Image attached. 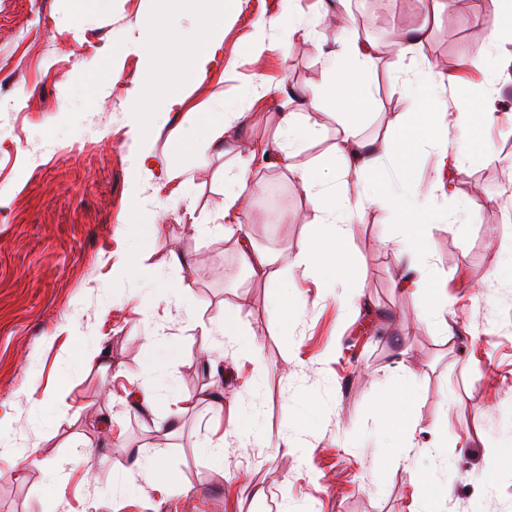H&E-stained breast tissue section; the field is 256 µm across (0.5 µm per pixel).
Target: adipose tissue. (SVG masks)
<instances>
[{
	"instance_id": "ef3b65f1",
	"label": "adipose tissue",
	"mask_w": 512,
	"mask_h": 512,
	"mask_svg": "<svg viewBox=\"0 0 512 512\" xmlns=\"http://www.w3.org/2000/svg\"><path fill=\"white\" fill-rule=\"evenodd\" d=\"M220 26V18L215 17L204 28L184 33L177 31L175 19L163 23V32L176 47L171 65L182 79L192 80L207 71L223 47ZM340 31V37L320 41L318 45L328 71L334 76L332 86L298 95L289 92L287 84L277 85L276 94L285 96L286 102L278 114L273 138L235 143L236 161L224 171L221 205L224 233L233 237L241 262L251 276L274 277L278 255L255 248L244 229L242 217L247 210L256 164L291 170L325 226V233L316 244L293 259L292 269L307 275L341 260L354 218L362 214L365 205L377 206L385 212L387 220L403 226L400 252L405 274L411 284L428 291L427 319L438 318L443 309L442 286L426 271L419 256L431 246L430 224L447 217L448 202L434 192L410 193L409 187L419 146L428 143L440 154L448 152L444 115L416 112L396 125L392 137L359 141L358 129L374 108L370 74L383 48L363 40L357 23L342 25ZM331 99L336 100L341 111L336 115L340 129L329 156L339 161L343 174L366 183L367 191L361 198L352 199L337 192L335 187L321 180L317 167L295 169L290 164L291 158L317 135L316 128L306 120L307 111L324 108ZM387 156L393 157L397 168V178L393 181L381 170V161Z\"/></svg>"
}]
</instances>
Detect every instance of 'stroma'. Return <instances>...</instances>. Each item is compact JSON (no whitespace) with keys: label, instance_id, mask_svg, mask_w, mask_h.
I'll return each instance as SVG.
<instances>
[{"label":"stroma","instance_id":"stroma-1","mask_svg":"<svg viewBox=\"0 0 512 512\" xmlns=\"http://www.w3.org/2000/svg\"><path fill=\"white\" fill-rule=\"evenodd\" d=\"M350 0L369 40L385 51L371 75L377 113L363 139L390 136L413 104L401 52L417 27L415 0ZM215 0H0V512H411L415 479L448 487L445 512H512V41L477 53L491 27L485 0H450L423 48L443 67L448 146L460 115L495 108L489 155L441 161L421 146L412 191L442 180L449 209L466 222L431 225L423 264L443 284L439 321L422 318L424 290L401 286L400 225L365 206L345 249L356 295L323 288L320 273L257 279L241 267L219 217L233 154L208 146L198 113L227 103L251 138L271 137L281 98L252 108L280 82L297 92L323 85L314 38L285 43L283 0H238L224 13V46L189 82L148 83L172 52L155 24L180 15L200 23ZM264 40L255 55L252 44ZM180 103L169 106L170 96ZM319 134L292 159L338 169L328 157L332 112L310 115ZM189 166L193 182L176 170ZM245 231L260 248L295 257L321 228L290 173L260 168ZM156 227L144 251L133 248ZM184 261L176 265L172 253ZM192 297L175 298L179 282ZM233 314L258 355L241 359L210 332L218 309ZM102 350L110 367H85ZM163 370L149 413L130 399L152 358ZM67 382L65 400L43 397ZM403 382L414 425L403 446L388 436L385 394ZM235 399L259 440L242 441ZM187 400L174 430L162 429L174 398ZM299 447L286 449L295 426ZM447 427L435 439L433 431ZM223 442V457L210 448ZM162 457L182 493L126 469L116 487L62 457L125 461L130 449ZM46 465L17 477L15 462ZM262 495H255V488Z\"/></svg>","mask_w":512,"mask_h":512}]
</instances>
